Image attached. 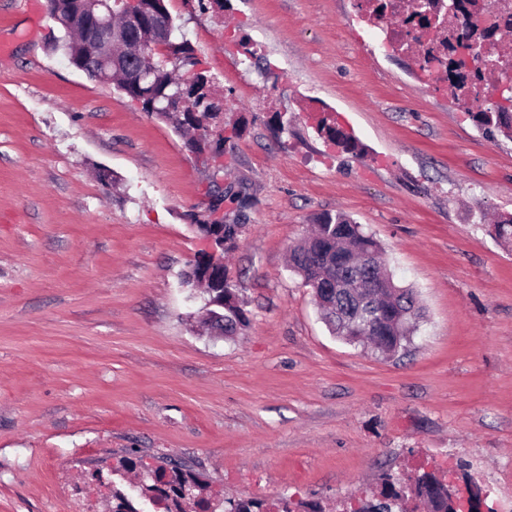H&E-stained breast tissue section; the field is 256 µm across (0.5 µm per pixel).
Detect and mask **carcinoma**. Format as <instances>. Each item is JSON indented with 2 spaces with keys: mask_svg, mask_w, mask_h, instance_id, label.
Wrapping results in <instances>:
<instances>
[{
  "mask_svg": "<svg viewBox=\"0 0 512 512\" xmlns=\"http://www.w3.org/2000/svg\"><path fill=\"white\" fill-rule=\"evenodd\" d=\"M170 40L167 52L151 48L143 56L130 58L114 47L113 53L121 60V69L110 64L100 67L98 78L110 81L127 96L144 103L148 112L171 125L176 131H192L198 141L207 143L215 136L219 115L211 111L207 93L214 91L212 80L202 73L195 74L185 83L176 81L175 72L195 65L190 43L176 37L178 27L169 21ZM63 35L55 49L69 57L80 58L85 52V28L67 23L61 26ZM136 71L145 76L138 87L126 82L119 72ZM186 97L194 108L192 112H178L168 107V99ZM481 126L494 128L506 138H512V112L493 103L475 113ZM319 135L346 151L356 149L354 137L336 125L333 118L317 123ZM225 204L237 211L234 219L220 220L224 234L218 242L224 247L235 246L244 220L243 203L239 195L227 190L216 196L212 210ZM315 232L296 245L290 256V269L304 286L311 289L321 319L332 335L350 345H371L377 355L389 359L411 343L414 323L422 316L414 291L397 285L390 272L382 265L380 243L363 227L343 214L325 213L316 220ZM377 269L383 287L369 288L353 295L347 288H329L327 284L350 276H372ZM224 307L217 310L218 323L226 336H233L248 325L244 302L238 288L224 279ZM208 482L194 468L164 459L148 470L141 483L140 496L152 499L159 512H216L207 497ZM409 499L421 500L430 512H455L448 501V481L434 472H422L402 481L387 473L381 489L371 504H362L351 512H407L402 503ZM112 512H138L132 500L120 489L112 488ZM222 512H293L288 500L278 498L224 501Z\"/></svg>",
  "mask_w": 512,
  "mask_h": 512,
  "instance_id": "1",
  "label": "carcinoma"
}]
</instances>
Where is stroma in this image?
I'll use <instances>...</instances> for the list:
<instances>
[{
  "mask_svg": "<svg viewBox=\"0 0 512 512\" xmlns=\"http://www.w3.org/2000/svg\"><path fill=\"white\" fill-rule=\"evenodd\" d=\"M0 0V512H138L129 452L194 466L215 498L327 512L384 474L476 478L512 501V141L427 94L413 52L373 48L347 0H165L214 82L222 155L54 52L47 0ZM325 115L356 151L326 143ZM287 133H280V121ZM247 220L224 262L238 336L196 327L184 276L212 184ZM341 212L424 308L383 359L331 336L288 251Z\"/></svg>",
  "mask_w": 512,
  "mask_h": 512,
  "instance_id": "obj_1",
  "label": "stroma"
}]
</instances>
